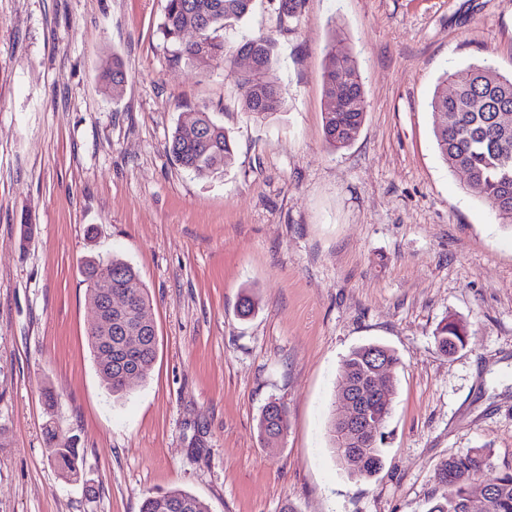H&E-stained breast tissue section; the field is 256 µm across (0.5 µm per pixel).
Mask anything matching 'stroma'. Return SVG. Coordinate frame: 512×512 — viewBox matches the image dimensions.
Listing matches in <instances>:
<instances>
[{"label":"stroma","mask_w":512,"mask_h":512,"mask_svg":"<svg viewBox=\"0 0 512 512\" xmlns=\"http://www.w3.org/2000/svg\"><path fill=\"white\" fill-rule=\"evenodd\" d=\"M165 0H0V512H140L188 491L209 512H427L451 456L512 469V226L440 159L430 102L445 73L512 75V0H255L226 47L275 41L278 112H244L222 69L173 64ZM356 60L367 110L347 147L323 133L325 48ZM120 58V99L97 76ZM204 108L235 143L200 179L166 149ZM35 237L20 242V227ZM118 255L152 297L157 356L109 395L88 343L89 256ZM255 311L240 318L243 293ZM470 335L442 355L448 316ZM394 373L383 466L347 475L327 422L355 348ZM57 394L47 408L45 388ZM278 400L288 431L258 435ZM75 438L80 476L49 460Z\"/></svg>","instance_id":"obj_1"}]
</instances>
